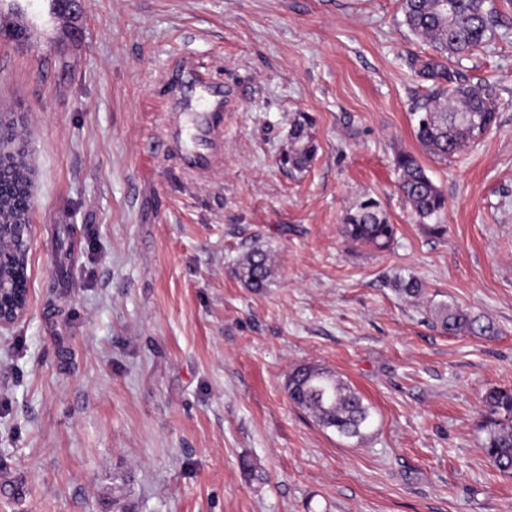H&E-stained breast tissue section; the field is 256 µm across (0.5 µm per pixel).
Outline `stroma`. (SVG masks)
I'll return each instance as SVG.
<instances>
[{
  "label": "stroma",
  "instance_id": "35a3bbf8",
  "mask_svg": "<svg viewBox=\"0 0 512 512\" xmlns=\"http://www.w3.org/2000/svg\"><path fill=\"white\" fill-rule=\"evenodd\" d=\"M402 20V0H0V112L37 168L0 512H512L481 429L512 387V11L458 66L496 124L445 161L415 137L430 84L407 60L431 48ZM296 112L301 173L277 164ZM402 151L445 236L400 197ZM369 197L384 250L340 233ZM255 246L260 290L237 275ZM443 304L494 334L444 332ZM309 364L364 397L363 439L291 403ZM313 118L307 112L295 113L291 121L288 150L278 159L290 172H302L313 162L317 144L312 135ZM398 174V190L410 205L420 224H426L429 233L442 236L447 229L441 222L447 200L429 177L415 155L399 153L394 161Z\"/></svg>",
  "mask_w": 512,
  "mask_h": 512
}]
</instances>
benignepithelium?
Here are the masks:
<instances>
[{
	"label": "benign epithelium",
	"instance_id": "benign-epithelium-1",
	"mask_svg": "<svg viewBox=\"0 0 512 512\" xmlns=\"http://www.w3.org/2000/svg\"><path fill=\"white\" fill-rule=\"evenodd\" d=\"M18 142L0 141V188L9 185L27 200V207L12 208L0 198V333L21 321L29 309L28 262L31 244V214L35 202L34 166L24 160Z\"/></svg>",
	"mask_w": 512,
	"mask_h": 512
}]
</instances>
